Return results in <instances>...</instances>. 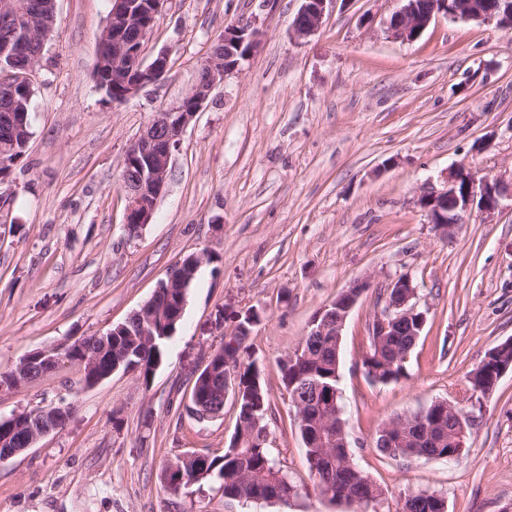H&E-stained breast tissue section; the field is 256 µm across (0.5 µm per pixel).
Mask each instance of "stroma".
<instances>
[{
  "mask_svg": "<svg viewBox=\"0 0 512 512\" xmlns=\"http://www.w3.org/2000/svg\"><path fill=\"white\" fill-rule=\"evenodd\" d=\"M301 0H164L144 59L169 54L158 84L115 103L94 79L111 0H57L31 80L32 140L0 181V370L124 322L180 258L203 262L150 380L118 371L88 387L68 361L0 390V417L67 403V426L0 463V512H343L318 496L278 364L313 317L370 283L343 332L344 416L359 467L383 489L442 494L446 512H512V372L476 411L459 462L393 461L373 441L430 403L466 401L467 377L512 337V201L473 211L443 236L415 198L463 165L512 178V32L438 18L392 39L397 0H336L298 42ZM256 21L260 47L216 87L181 136L150 224L129 232L119 188L126 150L150 116L176 106L225 26ZM410 276L427 322L399 381L362 359L377 297ZM266 382L269 441L298 495L225 498L209 478L169 495L164 468L189 451L223 455L237 424L186 410L193 380L239 319Z\"/></svg>",
  "mask_w": 512,
  "mask_h": 512,
  "instance_id": "stroma-1",
  "label": "stroma"
}]
</instances>
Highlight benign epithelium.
I'll list each match as a JSON object with an SVG mask.
<instances>
[{"instance_id":"benign-epithelium-1","label":"benign epithelium","mask_w":512,"mask_h":512,"mask_svg":"<svg viewBox=\"0 0 512 512\" xmlns=\"http://www.w3.org/2000/svg\"><path fill=\"white\" fill-rule=\"evenodd\" d=\"M335 0H301V6L292 22V32L296 39L304 40L314 35ZM466 0H433L432 6L418 11L416 0H399V7L388 21V33L391 38L401 42L416 40L431 24L442 16L450 20L464 19L481 23H496L504 31L512 29V6L503 14L484 13L465 6ZM161 0H112V27L102 31L98 41L97 65L112 60V85L124 84L126 68L123 61L132 59L143 79L118 92L117 102L137 95L148 85L162 80L168 65V52H159L149 64L144 63V45L151 32L152 24L141 29L137 43L130 42L125 31L131 17L148 15L156 19ZM41 0H29L28 9L20 10L14 0H0V15L7 19L24 22L25 29L32 36L45 39L47 32L37 26ZM260 29L253 22L232 24L224 28L217 39L220 49L209 55L204 68L209 75L208 84L193 85V88L171 108L154 113L145 124L137 139L130 145L128 152L139 153L146 162L149 172L136 186H130L126 175H121V188L126 201L125 224H148L151 221L157 201L161 196L170 172L173 152L178 147L186 127L200 112L217 85L224 76L238 70L240 62L235 60L237 53L246 49L253 52L259 44ZM509 187L500 179L478 177L468 167L459 166L442 177L440 187L427 186L422 189L418 204L425 209L431 223L444 232L464 222L473 207L486 214L499 209L501 200L508 195ZM369 288V282L356 281L347 290L339 293L329 305L321 309L314 317L311 331L313 336H341L347 318L355 308L360 297ZM416 287L408 277H400L391 282L386 290L383 310L374 316L369 326L372 337L388 336L393 327L401 322L416 323L423 330L426 313L419 310L413 299ZM505 348H512V339L502 342L488 351L484 362L469 376L467 401L476 405L488 396L500 378L512 369V358L499 355ZM69 358L83 365L84 380L92 387L112 376L117 368L103 365V361H112V355L90 347L85 340H77L62 349L38 350L26 355L18 365L0 373V389H9L25 380L42 375L56 368L60 362ZM71 415V406L59 405L48 409H33L15 413L8 418H0V431L9 433L24 432L22 447L0 448V462H3L23 450L35 445L41 438L62 430ZM458 417L463 420L461 427L454 433V441L459 448H466L475 420L473 412L459 408Z\"/></svg>"}]
</instances>
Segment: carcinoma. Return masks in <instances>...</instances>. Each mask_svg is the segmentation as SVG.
I'll use <instances>...</instances> for the list:
<instances>
[{
	"label": "carcinoma",
	"instance_id": "carcinoma-1",
	"mask_svg": "<svg viewBox=\"0 0 512 512\" xmlns=\"http://www.w3.org/2000/svg\"><path fill=\"white\" fill-rule=\"evenodd\" d=\"M41 50L42 42H30L13 57L0 56V68L20 73ZM33 95L34 89L29 85L17 91L14 101L0 96V172L12 170L26 154L32 130L22 117L29 114ZM185 297L186 293L180 288H162L156 295L157 307L168 312L169 323L154 330V347L140 339L142 325L152 319L149 311L131 317L122 329L113 331L112 364L125 371H137L144 379H149L150 368L161 360L166 334L175 331L182 320L180 304ZM247 340L248 337L239 336L224 342L211 361L215 375L208 378L199 374L192 385L190 400L219 405L224 402L225 393L236 392L239 395L238 418L258 421L264 428L268 426L270 397L260 371L254 369ZM337 341L336 336L304 337L301 355L280 362L281 383L284 388L299 392L306 402L304 418L296 428L319 496L335 504L376 503L383 490L358 468L352 449L328 448L322 443L324 436L335 438L342 433L350 436L349 431L342 430L340 419L330 424L325 422V417L336 411V392L340 390L336 352L331 348V343ZM413 344L412 328L402 324L394 328V335L384 338L381 346H370L363 366L379 373L381 384L396 382L404 375V367L396 363L391 370L388 365L395 357L411 352ZM228 360L240 363L235 382L230 385L219 380ZM407 422L410 427L404 444L399 448H379L380 455L400 461L413 458L446 461L448 456L458 452L452 443L456 420L448 408L432 403L407 417ZM182 467L193 471L198 482L218 476L223 480L224 496L231 499L243 493L256 501L275 500L286 504L288 490L295 488L287 473L277 466L267 443L237 448L232 438L223 455L200 454ZM444 503L442 495L423 490L405 496L399 512H443Z\"/></svg>",
	"mask_w": 512,
	"mask_h": 512
}]
</instances>
